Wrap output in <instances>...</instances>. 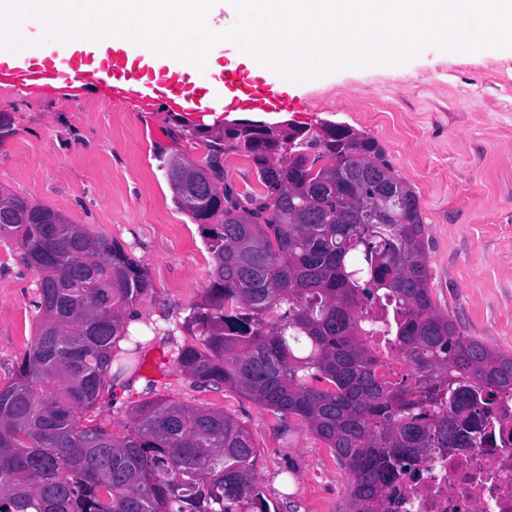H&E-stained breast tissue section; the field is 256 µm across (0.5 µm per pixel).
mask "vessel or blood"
Here are the masks:
<instances>
[{
  "instance_id": "1",
  "label": "vessel or blood",
  "mask_w": 512,
  "mask_h": 512,
  "mask_svg": "<svg viewBox=\"0 0 512 512\" xmlns=\"http://www.w3.org/2000/svg\"><path fill=\"white\" fill-rule=\"evenodd\" d=\"M42 59H29L26 66L17 67L0 60V85L14 88H51L59 83L70 81L84 86L101 85L96 70L87 68L83 57L65 54L58 50L56 41L49 40L41 45ZM128 56H113L103 62V70L112 74L105 87L116 97H126L134 93L137 83L152 86L169 111L185 109L197 101L210 97L211 88L204 82H191L186 78L154 70L143 75H134L128 67ZM224 86L228 93L225 103L241 109H266L280 105L277 93L268 89L265 83H254L248 89L238 90L232 71H225Z\"/></svg>"
}]
</instances>
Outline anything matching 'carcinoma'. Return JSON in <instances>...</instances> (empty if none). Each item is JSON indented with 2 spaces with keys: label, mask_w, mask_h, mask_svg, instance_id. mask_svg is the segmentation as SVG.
Masks as SVG:
<instances>
[{
  "label": "carcinoma",
  "mask_w": 512,
  "mask_h": 512,
  "mask_svg": "<svg viewBox=\"0 0 512 512\" xmlns=\"http://www.w3.org/2000/svg\"><path fill=\"white\" fill-rule=\"evenodd\" d=\"M321 128H226L203 164H164L213 259L184 320L197 343L176 363L331 448L348 477L337 512H383L405 454L473 443V422L512 390V353L437 310L419 199L378 140ZM229 152L251 159L262 194L218 191ZM0 236L39 276L35 340L0 387V512H269L253 440L222 411L157 398L133 409L123 435L81 423L112 386L127 309L152 288L143 266L14 194ZM365 294L394 302L389 335L412 369L406 384L377 372Z\"/></svg>",
  "instance_id": "obj_1"
}]
</instances>
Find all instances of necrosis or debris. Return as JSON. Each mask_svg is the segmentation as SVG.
Here are the masks:
<instances>
[{
    "label": "necrosis or debris",
    "mask_w": 512,
    "mask_h": 512,
    "mask_svg": "<svg viewBox=\"0 0 512 512\" xmlns=\"http://www.w3.org/2000/svg\"><path fill=\"white\" fill-rule=\"evenodd\" d=\"M483 429L468 448L417 449L388 512H512V392L499 395Z\"/></svg>",
    "instance_id": "necrosis-or-debris-1"
}]
</instances>
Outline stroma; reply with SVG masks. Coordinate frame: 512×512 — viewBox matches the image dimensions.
I'll use <instances>...</instances> for the list:
<instances>
[{
    "label": "stroma",
    "instance_id": "obj_1",
    "mask_svg": "<svg viewBox=\"0 0 512 512\" xmlns=\"http://www.w3.org/2000/svg\"><path fill=\"white\" fill-rule=\"evenodd\" d=\"M273 111L221 109L209 99L164 111L156 94L120 102L70 84L0 90V191L28 197L120 244L152 287L132 308L149 333L130 357L133 382L104 392L89 417L124 434L130 411L157 395L221 410L250 432L257 481L270 512H336L348 479L302 425L176 365L194 343L183 321L202 301L213 266L201 228L181 210L162 161H204L225 121H332L375 137L416 193L428 241L433 300L466 335L512 352V50L453 53L433 47L400 66L347 68L305 83L274 81ZM37 276L0 237V385L29 350Z\"/></svg>",
    "mask_w": 512,
    "mask_h": 512
}]
</instances>
